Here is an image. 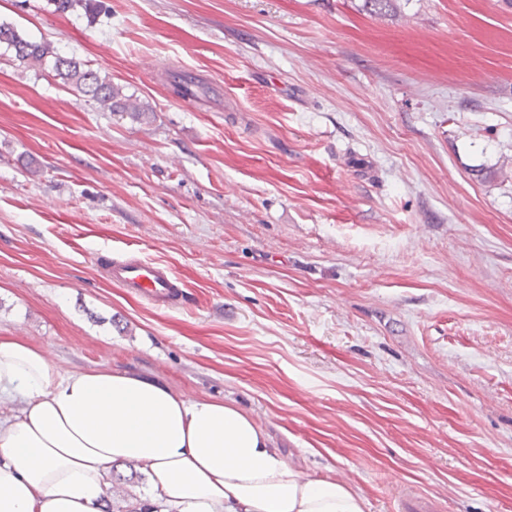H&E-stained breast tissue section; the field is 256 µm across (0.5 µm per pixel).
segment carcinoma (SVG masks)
Returning <instances> with one entry per match:
<instances>
[{"mask_svg": "<svg viewBox=\"0 0 512 512\" xmlns=\"http://www.w3.org/2000/svg\"><path fill=\"white\" fill-rule=\"evenodd\" d=\"M13 53L14 59L23 65L42 66L53 58L52 69L64 86L81 97H87L110 112L129 114L137 120H149L153 112L122 93L112 81L76 58L62 57L48 43L32 42L23 38L8 25H0V45Z\"/></svg>", "mask_w": 512, "mask_h": 512, "instance_id": "cac0c4a2", "label": "carcinoma"}]
</instances>
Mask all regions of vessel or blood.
I'll list each match as a JSON object with an SVG mask.
<instances>
[{"mask_svg": "<svg viewBox=\"0 0 512 512\" xmlns=\"http://www.w3.org/2000/svg\"><path fill=\"white\" fill-rule=\"evenodd\" d=\"M111 278L119 287L165 309L183 300L185 290L172 271L158 263L129 259L113 263Z\"/></svg>", "mask_w": 512, "mask_h": 512, "instance_id": "obj_1", "label": "vessel or blood"}]
</instances>
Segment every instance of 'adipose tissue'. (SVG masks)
<instances>
[{
  "mask_svg": "<svg viewBox=\"0 0 512 512\" xmlns=\"http://www.w3.org/2000/svg\"><path fill=\"white\" fill-rule=\"evenodd\" d=\"M0 512H104L138 467L163 512H368L349 484L303 474L251 415L111 369L63 371L0 336Z\"/></svg>",
  "mask_w": 512,
  "mask_h": 512,
  "instance_id": "obj_1",
  "label": "adipose tissue"
}]
</instances>
